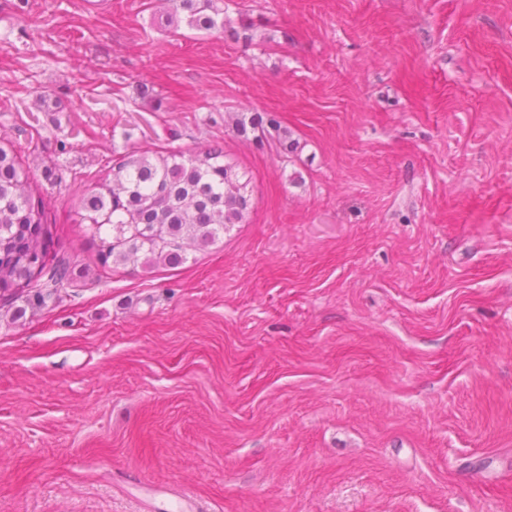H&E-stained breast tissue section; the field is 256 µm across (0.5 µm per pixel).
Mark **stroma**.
Segmentation results:
<instances>
[{"label": "stroma", "instance_id": "35a3bbf8", "mask_svg": "<svg viewBox=\"0 0 512 512\" xmlns=\"http://www.w3.org/2000/svg\"><path fill=\"white\" fill-rule=\"evenodd\" d=\"M0 0V140L87 271L0 300V512H512V0ZM270 112L290 158L237 138ZM220 142L251 207L101 270L76 191ZM169 5L172 15L186 13L187 24L191 29L212 30L217 27L224 28V33L236 41L242 40L251 42L253 35L252 26L240 24L238 27L232 25L231 20L220 17L224 14V8L218 5L219 0H165Z\"/></svg>", "mask_w": 512, "mask_h": 512}]
</instances>
